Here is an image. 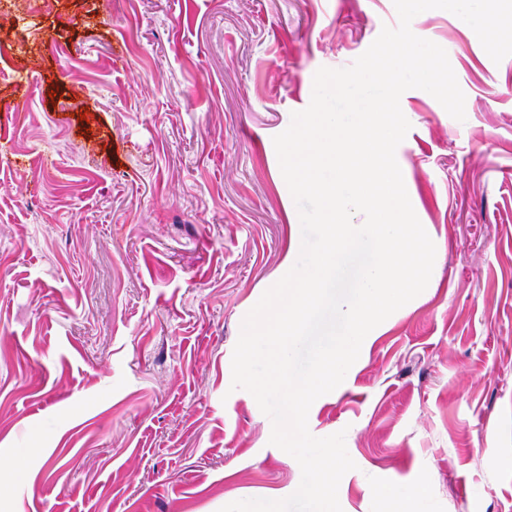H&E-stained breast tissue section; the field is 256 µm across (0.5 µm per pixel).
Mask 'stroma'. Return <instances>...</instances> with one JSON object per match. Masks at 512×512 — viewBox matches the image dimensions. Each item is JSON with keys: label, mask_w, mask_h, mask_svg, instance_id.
I'll return each mask as SVG.
<instances>
[{"label": "stroma", "mask_w": 512, "mask_h": 512, "mask_svg": "<svg viewBox=\"0 0 512 512\" xmlns=\"http://www.w3.org/2000/svg\"><path fill=\"white\" fill-rule=\"evenodd\" d=\"M397 25L393 0H0V512H219L297 490L231 387L299 221L273 138L320 67ZM411 29L465 94L462 122L400 98L432 276L308 426L346 433L342 512H512V56L445 10ZM387 486L422 495L393 506Z\"/></svg>", "instance_id": "stroma-1"}]
</instances>
